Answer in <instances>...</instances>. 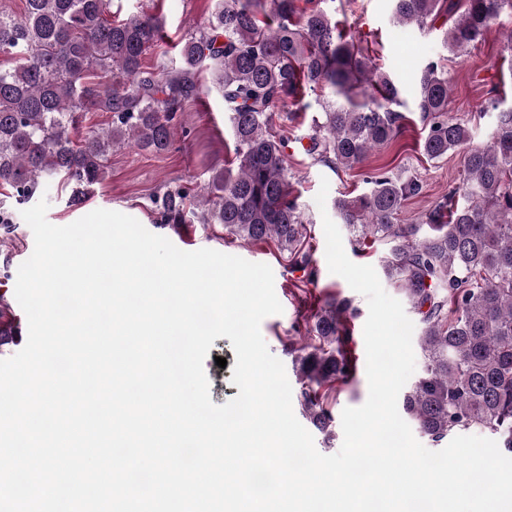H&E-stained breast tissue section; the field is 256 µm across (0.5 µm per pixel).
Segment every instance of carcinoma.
<instances>
[{
  "mask_svg": "<svg viewBox=\"0 0 512 512\" xmlns=\"http://www.w3.org/2000/svg\"><path fill=\"white\" fill-rule=\"evenodd\" d=\"M17 16L0 9V184L21 201L50 179L71 186L69 201L105 179L112 150L161 154L175 137L174 120L204 93L201 73L224 98L237 172L221 169L192 191L160 197L168 224L195 219L222 224L255 242L276 240L290 267L317 280L306 246L304 208L288 182V136L273 117L286 103L306 110L316 96L320 120L305 153L331 170L360 169L371 152L400 133V82L339 30L330 12L297 0H215L210 17L181 41L179 59L145 64L162 39L157 15L144 10L116 21L112 0H25ZM392 19L424 28L450 21L442 46L459 55L481 41L512 0H391ZM451 88L441 61L422 65L415 111L427 133L430 160L461 155L463 178L423 224H400L405 201L419 194L414 176L391 170L367 175L358 196L334 201L355 237L385 247L382 270L421 315L423 374L405 391L403 411L439 444L479 428L512 453V107L496 111L485 144L448 110ZM108 112L111 125L71 133L83 112ZM350 300L333 297L305 316L309 342L298 352L303 413L321 432L334 422L330 393L349 384L355 364L346 349Z\"/></svg>",
  "mask_w": 512,
  "mask_h": 512,
  "instance_id": "carcinoma-1",
  "label": "carcinoma"
}]
</instances>
